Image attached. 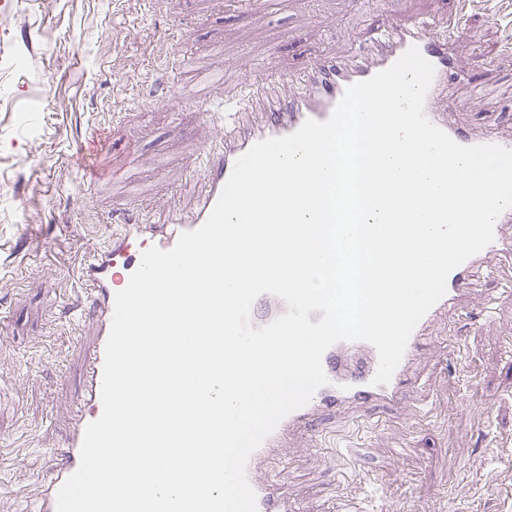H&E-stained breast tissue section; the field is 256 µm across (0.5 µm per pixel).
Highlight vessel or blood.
Listing matches in <instances>:
<instances>
[{"instance_id": "b4317fda", "label": "vessel or blood", "mask_w": 512, "mask_h": 512, "mask_svg": "<svg viewBox=\"0 0 512 512\" xmlns=\"http://www.w3.org/2000/svg\"><path fill=\"white\" fill-rule=\"evenodd\" d=\"M456 20H449L447 31L432 22L418 19L405 26L380 29L360 43L344 59L325 55L310 56L293 82L302 84L303 95L288 97L267 85L253 89L245 98L225 103L224 115L216 126L222 149H201V179L204 188L192 194L189 209L166 213L152 224H122L112 233L109 249L85 259L80 267L82 286L74 302L77 311L92 316L98 334L84 366L83 387L74 415L59 447L51 449L44 470L35 478L33 512H56L57 494L80 464V450L86 426L103 411L101 384L104 350L114 312L115 295L126 287L138 269L144 251L156 247L172 249L180 235L199 228L214 209L228 181L235 161L257 142L284 137L297 131L306 120L330 118L346 89L390 67L410 47H417L429 61L435 74L426 93V117L452 140L463 146L493 144L512 150V128L488 127L482 134H471L453 119L449 108L440 106L441 93L448 86V72L458 44L470 41ZM486 269L512 279V208L504 210L494 224V240L481 252L455 268L447 278L445 295L421 318L413 330L405 352L391 379L376 383L379 355L364 341H340L323 355V368L329 379L304 407L287 415L275 431L250 455L247 481L256 495L257 512H303L297 499L288 496L277 483L257 480L254 468L258 460L272 457L282 448L289 432L308 426L322 416L353 406L368 408L399 407L414 384L409 377L413 363L425 352L430 324L439 316L454 311L468 313L467 297L477 288V270ZM287 310L285 302L271 294L256 298L250 320L260 328L273 322Z\"/></svg>"}]
</instances>
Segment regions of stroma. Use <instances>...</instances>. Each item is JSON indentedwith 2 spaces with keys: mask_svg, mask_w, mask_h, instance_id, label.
<instances>
[{
  "mask_svg": "<svg viewBox=\"0 0 512 512\" xmlns=\"http://www.w3.org/2000/svg\"><path fill=\"white\" fill-rule=\"evenodd\" d=\"M457 0H5L0 5V512H25L81 385L87 316L57 317L79 267L122 214L150 215L199 179L218 143L204 109L240 97L243 62L297 70L355 37L455 12ZM483 99L449 80L470 130L512 125V0H471ZM224 73L208 105L181 95L182 60ZM85 155H78V146ZM399 409L330 414L260 461L305 512H512V299L490 320L449 316Z\"/></svg>",
  "mask_w": 512,
  "mask_h": 512,
  "instance_id": "obj_1",
  "label": "stroma"
}]
</instances>
